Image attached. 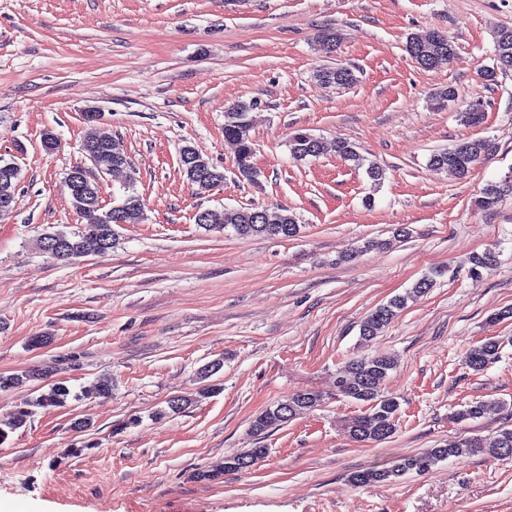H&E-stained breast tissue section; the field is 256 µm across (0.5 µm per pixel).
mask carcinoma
<instances>
[{
  "mask_svg": "<svg viewBox=\"0 0 512 512\" xmlns=\"http://www.w3.org/2000/svg\"><path fill=\"white\" fill-rule=\"evenodd\" d=\"M494 57L496 66L487 69L483 78L493 81L497 72L512 70V39L503 45L495 42ZM315 80L325 87H349L356 83L357 76L349 66L339 69L322 68L315 74ZM253 104L239 102L224 112V137L237 142L236 161L240 176L250 182L258 179L252 159L254 144L251 136L253 127ZM89 130L83 140L82 150L94 153V165L107 171H127L128 180L123 199L109 209L101 203L100 187L90 173L81 171L78 166L67 173L64 186L72 206L84 220L83 229L77 232L56 230L45 233L39 240L42 251H47L51 242L63 241L66 248L52 255L59 261L70 262L90 255H104L116 244V232L113 224H139L144 219V203L135 191L136 172L126 154L112 134L98 125L94 119L88 120ZM291 156L303 161L324 154L328 144L310 134L298 132L288 142ZM336 155L352 163L355 167L367 166V174L375 185L385 179V172L376 163H366V159L356 147L343 139L333 143ZM488 150L483 140L463 141L452 148L433 153L429 166L444 170L450 175L462 179L468 175L472 165ZM179 164L181 173L188 183L195 187L196 194L204 195L224 183V172L201 156L192 146L185 145L180 150ZM20 183V169L13 162L0 160V196L16 194ZM512 193V175L495 182H490L482 190L480 204L490 209L502 196ZM195 224L211 231H222L228 227L241 238L266 236L287 239L299 233L296 217L282 207L266 208H230L222 210L200 209L194 217ZM499 263L498 253L487 250L472 258L469 273L482 274ZM434 286L433 278L426 276L417 281L404 294L397 295L387 303L375 308L361 323L359 335L365 343L375 339L382 330L407 307L408 301L424 295ZM499 355V343L489 339L472 348L467 356V365L474 371H482L494 363ZM395 368V360L384 353L354 358L348 361L341 375L337 377L336 388L343 396L363 405L365 410L347 420L346 429L356 442H381L390 438L396 430L399 402L383 392L389 373ZM46 369H34L22 374L0 375V390H10L24 385L32 379L48 377ZM78 400L80 395L72 393L63 383H53L39 396L26 400L6 417L0 418V445L6 443L10 434L26 426L37 410L64 407L69 399ZM319 399L310 392H298L287 401L267 408L254 418L250 431L254 436H263L274 426H280L304 408L317 405ZM498 404L492 401H474L467 404L455 414L460 422L475 420L489 414ZM512 450V428H503L495 436L483 439L478 437L453 439L443 448H432L424 454L404 457L389 467H371L351 474L350 481L356 486L374 483L392 482L412 471L423 472L435 462L450 458L485 453L502 458L506 451Z\"/></svg>",
  "mask_w": 512,
  "mask_h": 512,
  "instance_id": "obj_1",
  "label": "carcinoma"
}]
</instances>
